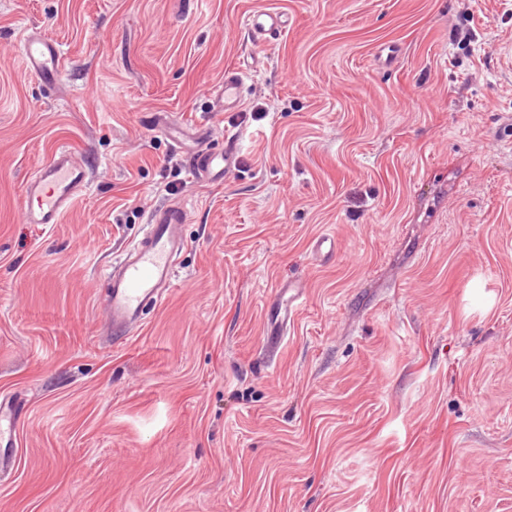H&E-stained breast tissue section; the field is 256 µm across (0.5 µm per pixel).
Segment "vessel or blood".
<instances>
[{"mask_svg": "<svg viewBox=\"0 0 512 512\" xmlns=\"http://www.w3.org/2000/svg\"><path fill=\"white\" fill-rule=\"evenodd\" d=\"M245 25L256 37L280 35L285 26L282 12L261 9L252 12ZM18 51L29 67L47 85L57 84L64 68L57 45L36 34H24ZM246 70L241 65L224 69V79L214 88L216 109H239L243 101ZM213 128L200 123L188 141L179 142L190 177L197 182L221 183L235 173L241 155V132L224 134V149L210 147ZM87 184V171L68 149L59 148L42 164L24 187L27 205L22 212L26 224H55ZM190 221L185 204L171 203L152 211L142 236L126 251L108 274L104 295V329L113 342H122L143 324L148 310L155 308L175 279L178 256L187 241L183 228ZM304 285L299 281H279L267 303L268 350H277L288 333V325L302 307ZM23 415L19 405L0 403V446L11 441L9 426Z\"/></svg>", "mask_w": 512, "mask_h": 512, "instance_id": "1", "label": "vessel or blood"}]
</instances>
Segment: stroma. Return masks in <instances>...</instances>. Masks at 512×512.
<instances>
[{
  "instance_id": "35a3bbf8",
  "label": "stroma",
  "mask_w": 512,
  "mask_h": 512,
  "mask_svg": "<svg viewBox=\"0 0 512 512\" xmlns=\"http://www.w3.org/2000/svg\"><path fill=\"white\" fill-rule=\"evenodd\" d=\"M256 9L287 13L279 38L248 35ZM29 30L65 54L55 86L17 50ZM237 61L245 103L211 146L240 129L241 161L202 185L147 116L202 122ZM61 145L87 188L23 223ZM173 198L174 284L112 344L106 276ZM288 276L306 300L271 352ZM16 395L0 512H512V0H0Z\"/></svg>"
}]
</instances>
